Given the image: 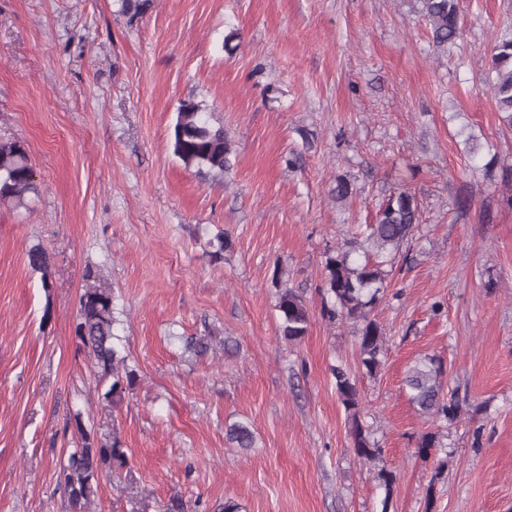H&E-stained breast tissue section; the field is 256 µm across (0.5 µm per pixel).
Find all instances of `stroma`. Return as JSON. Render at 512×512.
<instances>
[{
  "label": "stroma",
  "mask_w": 512,
  "mask_h": 512,
  "mask_svg": "<svg viewBox=\"0 0 512 512\" xmlns=\"http://www.w3.org/2000/svg\"><path fill=\"white\" fill-rule=\"evenodd\" d=\"M115 9L0 0V140L25 145L41 186L31 210L0 207V512H69L56 472L77 412L127 448L90 512L174 501L216 512L228 500L239 512H512V128L488 84L512 0H460L463 35L441 60L419 0ZM192 96L232 141L223 181L171 153L176 109ZM307 133L312 148L288 168ZM340 175L355 189L342 205L329 195ZM398 188L421 218L371 313L386 354L369 376L356 325L321 314L324 260ZM220 231L232 246L216 260L205 241ZM35 244L52 257L51 287L27 265ZM90 266L112 287L137 373L114 409L74 336ZM277 269L310 309L297 343L279 333ZM206 329L226 351L185 352L184 337ZM431 356L455 422L409 400L406 371ZM340 364L358 373L380 450L370 463L352 449ZM239 421L253 448L226 440ZM427 433L436 446L422 456Z\"/></svg>",
  "instance_id": "35a3bbf8"
}]
</instances>
